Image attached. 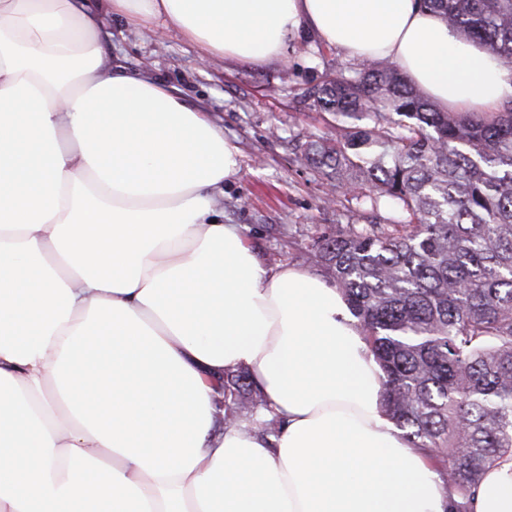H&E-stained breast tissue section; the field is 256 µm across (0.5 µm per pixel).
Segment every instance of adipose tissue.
<instances>
[{
  "mask_svg": "<svg viewBox=\"0 0 512 512\" xmlns=\"http://www.w3.org/2000/svg\"><path fill=\"white\" fill-rule=\"evenodd\" d=\"M105 12L164 18L203 62L279 58L306 26L439 109L512 100V67L418 0H0V512H444L341 292L225 223L237 147L113 63ZM241 367L278 436L218 429ZM475 512H512V457Z\"/></svg>",
  "mask_w": 512,
  "mask_h": 512,
  "instance_id": "adipose-tissue-1",
  "label": "adipose tissue"
}]
</instances>
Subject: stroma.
Masks as SVG:
<instances>
[{
	"label": "stroma",
	"instance_id": "obj_1",
	"mask_svg": "<svg viewBox=\"0 0 512 512\" xmlns=\"http://www.w3.org/2000/svg\"><path fill=\"white\" fill-rule=\"evenodd\" d=\"M114 62L132 75H150L181 88L188 102L204 106L240 150V169L226 182L218 205L224 220L242 225L249 244L269 267L298 264L289 235L311 236L318 224H353V202H329L330 184L296 161L310 136H332V118L296 99L297 89L347 66L344 54L325 47L312 58L316 39L294 38L285 59L245 64L216 57L200 64L196 49L164 19L133 31L104 17Z\"/></svg>",
	"mask_w": 512,
	"mask_h": 512
}]
</instances>
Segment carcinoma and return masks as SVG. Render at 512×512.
<instances>
[{"instance_id":"obj_1","label":"carcinoma","mask_w":512,"mask_h":512,"mask_svg":"<svg viewBox=\"0 0 512 512\" xmlns=\"http://www.w3.org/2000/svg\"><path fill=\"white\" fill-rule=\"evenodd\" d=\"M512 65V0H421ZM300 97L336 122L296 159L367 198L363 224L324 227L303 259L338 288L383 371V401L450 491L475 512L488 469L512 456V101L439 111L398 66L363 61ZM397 214L390 219L380 215ZM224 426L275 436L249 370L224 372Z\"/></svg>"}]
</instances>
